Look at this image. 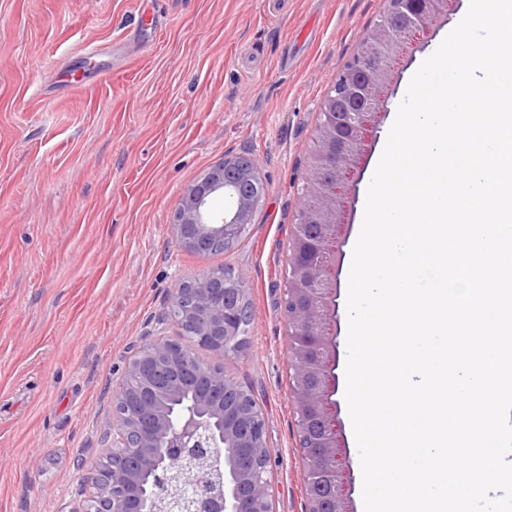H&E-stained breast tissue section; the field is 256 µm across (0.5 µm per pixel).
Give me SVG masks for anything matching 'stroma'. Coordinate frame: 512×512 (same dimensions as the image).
Here are the masks:
<instances>
[{
  "instance_id": "obj_1",
  "label": "stroma",
  "mask_w": 512,
  "mask_h": 512,
  "mask_svg": "<svg viewBox=\"0 0 512 512\" xmlns=\"http://www.w3.org/2000/svg\"><path fill=\"white\" fill-rule=\"evenodd\" d=\"M408 51L351 222L409 82L466 14ZM383 0H0V512H59L112 430V395L180 282L246 277L238 355L194 346L266 421L273 512H307L283 297L288 240L328 83ZM249 153L265 194L246 239L174 238L186 189Z\"/></svg>"
}]
</instances>
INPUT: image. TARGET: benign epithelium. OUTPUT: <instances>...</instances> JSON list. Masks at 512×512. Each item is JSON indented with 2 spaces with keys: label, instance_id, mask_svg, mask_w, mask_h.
Segmentation results:
<instances>
[{
  "label": "benign epithelium",
  "instance_id": "benign-epithelium-1",
  "mask_svg": "<svg viewBox=\"0 0 512 512\" xmlns=\"http://www.w3.org/2000/svg\"><path fill=\"white\" fill-rule=\"evenodd\" d=\"M452 3L383 0L382 13L400 24H376L363 52L331 80V96L320 107L316 148L306 161L288 241L283 299L308 512H353L350 461L333 399L346 203L377 138L400 52ZM264 192L254 158L227 156L187 188L173 235L202 257L215 246L230 249L245 237ZM220 195L235 204L218 216L210 201ZM246 315V279L233 268H208L179 284L168 311L127 363L113 392L107 452L86 470L79 501L67 512H271L261 409L222 367L166 334L173 323L199 345L236 355Z\"/></svg>",
  "mask_w": 512,
  "mask_h": 512
}]
</instances>
